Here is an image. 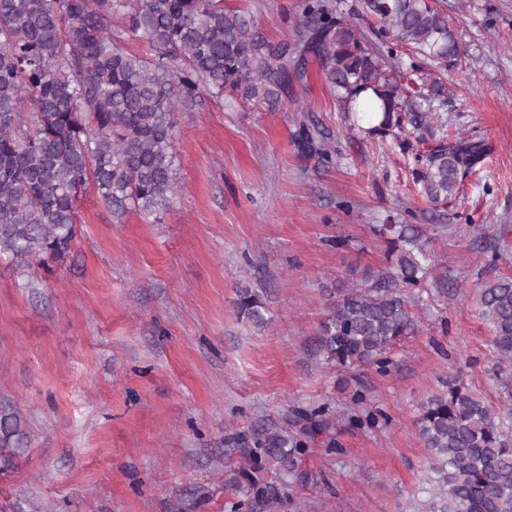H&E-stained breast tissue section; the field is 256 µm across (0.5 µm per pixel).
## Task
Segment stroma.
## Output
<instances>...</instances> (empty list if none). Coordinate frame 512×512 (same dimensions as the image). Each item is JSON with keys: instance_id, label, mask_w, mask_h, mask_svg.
Listing matches in <instances>:
<instances>
[{"instance_id": "stroma-1", "label": "stroma", "mask_w": 512, "mask_h": 512, "mask_svg": "<svg viewBox=\"0 0 512 512\" xmlns=\"http://www.w3.org/2000/svg\"><path fill=\"white\" fill-rule=\"evenodd\" d=\"M226 4L282 39L305 0ZM440 4L464 50L437 72L448 136L490 148L448 204L420 196L410 158L348 131L314 70L275 112L228 97L181 113L168 209L117 220L90 190L65 259L0 258V402L28 433L0 472V512H231L228 434L323 404L344 451H315L326 483L291 488L284 512H405L427 467L419 403L459 369L501 405L477 299L487 278L512 276V0ZM312 124L330 139V166L298 146ZM390 214L433 227L448 289L411 303L418 332L394 347L389 374L328 365L324 291L388 266L377 228ZM242 288L262 296L264 329L239 320ZM361 386L387 426H351Z\"/></svg>"}]
</instances>
